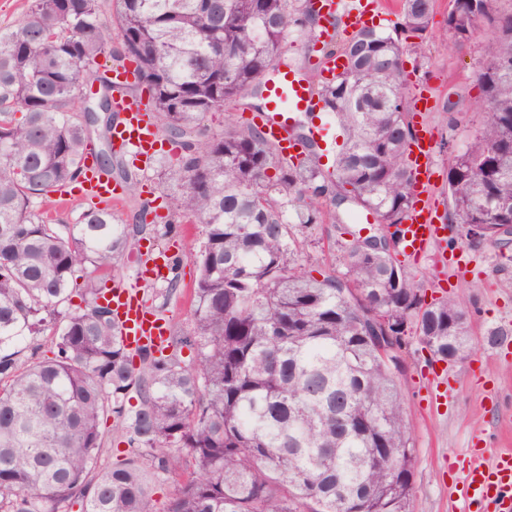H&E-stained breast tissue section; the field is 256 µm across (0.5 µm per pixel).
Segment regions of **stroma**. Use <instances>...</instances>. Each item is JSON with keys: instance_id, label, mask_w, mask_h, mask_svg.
Wrapping results in <instances>:
<instances>
[{"instance_id": "35a3bbf8", "label": "stroma", "mask_w": 512, "mask_h": 512, "mask_svg": "<svg viewBox=\"0 0 512 512\" xmlns=\"http://www.w3.org/2000/svg\"><path fill=\"white\" fill-rule=\"evenodd\" d=\"M450 0H436L424 50L407 47L404 70L408 75L407 92L416 96L427 90L432 108L424 116L439 140L435 164L437 171L436 210L438 223L446 222L448 211V147L462 145L469 126L448 128L443 105L449 90H456L471 124L483 117L482 92L473 78L475 59L482 46L473 41L460 50H448L444 43ZM447 239L421 258L401 256L400 262L425 281L426 297L433 300L452 295L468 311L475 345L454 364L433 361L417 339L408 344V370L404 380L406 407L417 448L413 475L411 512H462L459 497L461 478L468 465L467 449L471 439L484 435L489 453L512 448V359L498 356L487 341L490 330L512 328V245L501 248L484 242L469 243L464 229L447 224ZM312 244L304 250L303 265L315 269L332 261L337 253L339 232L331 223L307 230ZM203 241L199 225L180 222L177 233L161 243L162 249L179 253L182 294L162 299L163 282L139 281L135 268L122 261L115 273H107L100 286L140 284L141 295L149 307L164 306V316L172 334L190 327V304L186 295L198 276L192 259ZM464 248L471 274L456 277L444 268V252Z\"/></svg>"}]
</instances>
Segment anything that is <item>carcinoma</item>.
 Listing matches in <instances>:
<instances>
[{"mask_svg": "<svg viewBox=\"0 0 512 512\" xmlns=\"http://www.w3.org/2000/svg\"><path fill=\"white\" fill-rule=\"evenodd\" d=\"M434 6L401 0L392 27L330 46L348 60L317 87L342 138L330 170L312 142L286 158L254 125L201 123L227 101L260 98L293 29L316 40L312 0H31L16 29L0 30V512H155L152 486L186 454L193 476L161 512H409L417 455L398 365L410 336L439 360L467 354L468 317L452 297L426 303L424 280L396 252L361 244L363 227L346 218L366 211L385 235L412 207L404 41L427 42ZM448 30L452 50L486 37L475 69L484 118L448 158V221L502 246L512 0H452ZM102 55L135 63L122 92L147 90L153 123L181 149L151 170L170 213L203 235L191 329L168 339L167 355L138 352L137 367L97 273L118 267L144 226L94 207L76 224L45 217L82 175L95 133L112 173ZM91 72L104 87L84 108ZM326 205L351 238L315 277L299 235ZM108 419L128 445L115 464L103 459Z\"/></svg>", "mask_w": 512, "mask_h": 512, "instance_id": "obj_1", "label": "carcinoma"}]
</instances>
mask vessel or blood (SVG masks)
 I'll list each match as a JSON object with an SVG mask.
<instances>
[{"label": "vessel or blood", "instance_id": "b4317fda", "mask_svg": "<svg viewBox=\"0 0 512 512\" xmlns=\"http://www.w3.org/2000/svg\"><path fill=\"white\" fill-rule=\"evenodd\" d=\"M317 7L324 22L339 21L344 31L352 33L374 23L385 4L383 0H318ZM271 90L273 101L260 117L261 127L282 154H295L297 143L291 133L296 113H303L311 122V133L319 134L322 128L317 119L322 103L313 84L291 71L279 77ZM115 107L120 119L112 126L113 150L133 160L148 162L160 145L148 101L122 97L116 100ZM407 152L417 197L403 224V248L407 255L417 257L442 240L446 232L445 225L435 221L431 201L423 197L433 187L435 177V140L425 122L416 121L415 135ZM83 169L77 185L60 191L61 206H124L123 193L100 173L93 159H85ZM111 306L114 320L130 349L156 350L165 345L169 334L167 323L148 311L136 288L113 287ZM468 455L469 464L462 480L465 512H512V450L487 457L484 444L477 438L472 441Z\"/></svg>", "mask_w": 512, "mask_h": 512}]
</instances>
